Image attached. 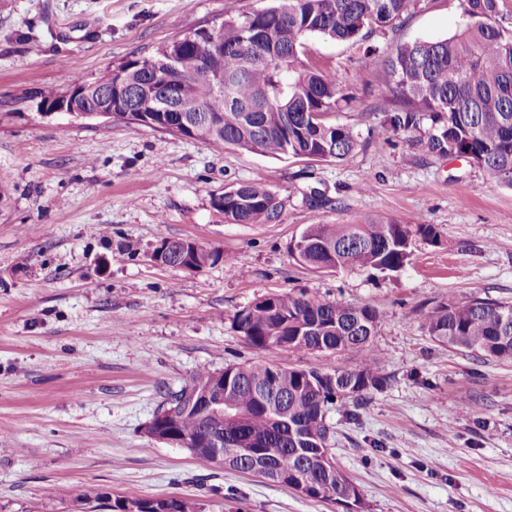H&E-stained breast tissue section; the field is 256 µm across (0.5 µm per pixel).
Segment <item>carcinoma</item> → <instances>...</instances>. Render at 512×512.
<instances>
[{
	"label": "carcinoma",
	"mask_w": 512,
	"mask_h": 512,
	"mask_svg": "<svg viewBox=\"0 0 512 512\" xmlns=\"http://www.w3.org/2000/svg\"><path fill=\"white\" fill-rule=\"evenodd\" d=\"M415 0H272V5L227 16L215 29L171 39L149 56L123 61L92 82L80 76L75 87L101 105L100 89H112L106 101L110 118L179 134L212 148L244 150L266 157L341 161L358 145L352 129L330 123L352 97L331 70L305 64L312 37L359 42L401 22ZM500 0H466L457 33L435 41L397 46L383 59L375 80L383 96L378 111L388 132L422 131L430 152L469 159L496 181L512 187V27L496 21ZM175 75L179 111H164L163 89ZM137 90L135 99L115 93ZM214 209L234 224H269L279 219L282 203L271 189L240 183L211 199ZM431 242L432 224L412 226L395 217L369 218L358 224H310L298 236L295 261L314 271L349 267L398 271L409 263L411 237ZM172 254L188 269L220 259L189 239L164 237ZM423 330L432 341L485 359L512 362V304L475 298L420 309ZM380 313L288 292L259 297L241 310L236 329L253 347L266 351L334 352L358 357L352 368L333 374L290 369L268 359L255 364L204 367L180 389L204 388L224 379V407L234 415L227 428L224 463L218 469L247 473L263 469L270 481L347 508H364L359 487L333 465L305 455L330 435L327 413L338 402H359L384 385L379 362L369 354ZM173 425L185 448H198L214 429L207 409L187 397ZM91 512H203L194 498L111 500L87 493Z\"/></svg>",
	"instance_id": "cac0c4a2"
}]
</instances>
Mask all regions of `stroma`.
Masks as SVG:
<instances>
[{"label":"stroma","instance_id":"stroma-1","mask_svg":"<svg viewBox=\"0 0 512 512\" xmlns=\"http://www.w3.org/2000/svg\"><path fill=\"white\" fill-rule=\"evenodd\" d=\"M265 0H0V512H85L83 497H193L205 512H346L265 477L219 471L144 431L169 392L203 367L274 357L323 372L356 357L274 354L247 344L237 314L287 291L381 314L371 352L386 377L356 416L328 414L331 457L368 512H512V363L434 343L419 307L475 298L512 303V188L424 135L392 134L374 72L396 44L455 34L463 0H418L367 43L308 42L307 64L353 93L330 122L359 145L345 160L216 150L165 131L44 114L66 89L165 41ZM30 33L17 41L18 32ZM376 46L365 54L366 45ZM368 191H358L360 182ZM241 182L277 192L272 224H233L211 198ZM328 198L307 203L311 191ZM396 217L434 225L396 272H314L290 256L310 224ZM237 259L199 270L157 264L161 238ZM472 412H463L460 401Z\"/></svg>","mask_w":512,"mask_h":512}]
</instances>
